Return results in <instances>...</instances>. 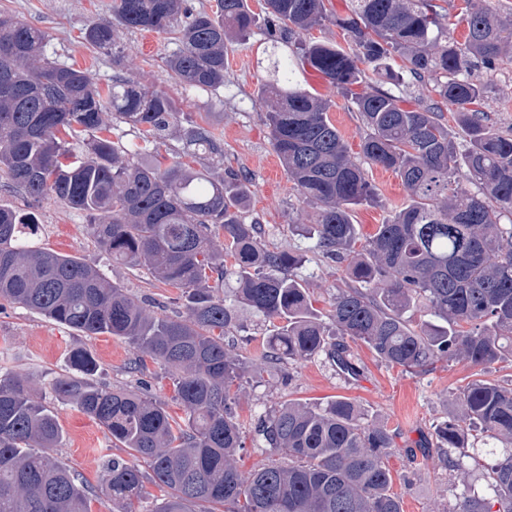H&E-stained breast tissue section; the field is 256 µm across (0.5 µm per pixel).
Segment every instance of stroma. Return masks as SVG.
I'll list each match as a JSON object with an SVG mask.
<instances>
[{"mask_svg":"<svg viewBox=\"0 0 512 512\" xmlns=\"http://www.w3.org/2000/svg\"><path fill=\"white\" fill-rule=\"evenodd\" d=\"M0 11L8 12L26 24L47 32L45 55L57 63L88 70L99 87L121 78L149 90L171 96L180 109V119L208 126L224 141L220 157L189 156L179 134H172L158 152L143 150L138 129L114 122L111 138L128 149V159L155 161L169 166L175 157L206 169L215 179L225 171L241 173L253 193L246 207L248 215L259 217L269 247L291 246L305 251L308 262L303 274L321 313H328L337 288L346 279L335 263L319 257L312 240L293 232L296 224L312 223L313 206L300 202L293 183L269 144V130L259 90L269 75L268 46L262 28H255L249 40L228 47L224 85L218 90L191 89L175 83L164 70V59L177 49L172 35L116 29L115 39L124 52L122 62L97 51L84 40L89 18L112 16V0H0ZM296 76L303 88L313 94L333 98L329 116L346 141L351 156H358L364 127L358 112L337 97L322 76L311 68H300ZM489 86L486 110L501 130L512 129V61L486 77ZM367 179L375 186L378 201L362 205L353 213L362 237L372 235L377 226L390 220L407 202L400 178L382 167H364ZM34 213L38 219L36 243L56 252L76 256L97 266L105 278L122 288L158 316L183 312L182 292L159 283L143 266L112 262L92 239L86 214L54 199L33 201L20 188L0 174V207ZM271 325L246 307L238 309V326L229 335L234 353L248 358L265 350ZM82 349L98 365L95 377L113 387L148 389L165 404L172 415L181 409L173 399L169 374L162 366L146 362L132 369L136 351L126 340L108 336H87L47 320L25 307L7 304L0 307V369L31 370L36 384L42 385L70 369L69 354ZM362 369L350 378L332 366L325 356L296 365H282L259 375H246L233 405V412L244 432V447L239 456L243 469L264 462L268 453L257 440L255 427L267 410L287 401L310 404L346 398L353 401L365 422L387 425L396 435L398 449L389 460L394 475V490L402 500L403 512H452L456 503L470 492L485 493L482 469L465 459V472H451L435 461V428L458 411L457 392L472 375V368L461 362H439L426 371L411 374L380 362L364 345L353 347ZM63 430V440L54 455L68 468L80 471L92 493V512H106L95 497L104 479L102 455L126 457L115 448L94 420L76 405L50 399Z\"/></svg>","mask_w":512,"mask_h":512,"instance_id":"35a3bbf8","label":"stroma"}]
</instances>
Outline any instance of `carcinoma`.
<instances>
[{
  "label": "carcinoma",
  "instance_id": "1",
  "mask_svg": "<svg viewBox=\"0 0 512 512\" xmlns=\"http://www.w3.org/2000/svg\"><path fill=\"white\" fill-rule=\"evenodd\" d=\"M263 9L273 49L261 88L269 143L302 202L316 209L314 222L297 231L351 281L333 296L328 321L299 274L304 255L269 248L259 222L246 216V179L229 171L214 180L182 161L163 170L132 165L106 137L112 114L140 128L146 143L165 139L179 122L166 93L128 81L99 88L88 72L45 57L46 32L5 12L0 172L36 201L53 196L88 213L97 246L182 289L186 315L156 316L96 266L30 245L19 233H36L35 217L2 208L0 301L87 336L125 338L138 362H158L173 379L180 422L146 392L97 384L96 364L80 350L71 352L72 372L49 382L55 397L148 464L144 472L117 456L107 462L100 489L107 512H141L147 482L161 492L152 512L196 505L206 506L202 512H403L389 466L395 435L362 422L347 399L268 410L256 427L267 461L247 472L238 463L242 430L232 404L248 368L323 355L357 376L349 340L409 373L441 360L476 369L457 396L458 414L436 428L439 460L463 470L452 451L470 438L502 449L503 458L487 467L491 497L466 495L452 512H512V387L485 378L512 355V135L490 123L488 86L477 75L496 71L512 50V15L492 0H466L460 42L444 34L433 0H350L336 15L325 0H263ZM112 14L88 22L90 46L117 63L115 26L175 32L180 48L166 60L168 74L213 90L224 85L227 44L257 25L248 0H217L211 13L191 11L186 0H114ZM327 20L345 44L302 39ZM293 58L359 112L364 159L393 170L407 192V204L361 246L352 211L378 194L329 117L335 102L301 88ZM367 68L396 87L425 83L428 101L362 86ZM446 110L458 137L443 122ZM80 128L96 136L88 156L74 161L67 138ZM181 136L204 154H224L205 126L192 123ZM212 280L234 281L235 303L215 294ZM239 304L275 322L253 365L225 343ZM418 304L440 323L412 326L405 313ZM32 377L0 375V512H90L79 474L50 454L63 432L43 395L32 392Z\"/></svg>",
  "mask_w": 512,
  "mask_h": 512
}]
</instances>
